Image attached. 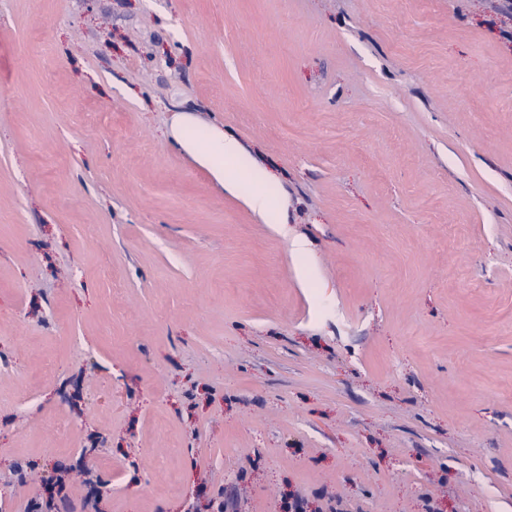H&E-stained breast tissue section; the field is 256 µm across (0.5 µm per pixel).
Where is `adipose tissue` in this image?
<instances>
[{"label":"adipose tissue","mask_w":512,"mask_h":512,"mask_svg":"<svg viewBox=\"0 0 512 512\" xmlns=\"http://www.w3.org/2000/svg\"><path fill=\"white\" fill-rule=\"evenodd\" d=\"M178 144L231 192L239 191L237 179L228 175L229 169L244 172L251 185L247 195L250 207L265 223L283 224L287 221V202L277 185L271 182L241 143L217 130L201 131L184 124L173 132Z\"/></svg>","instance_id":"obj_1"}]
</instances>
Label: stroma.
<instances>
[{
	"instance_id": "1",
	"label": "stroma",
	"mask_w": 512,
	"mask_h": 512,
	"mask_svg": "<svg viewBox=\"0 0 512 512\" xmlns=\"http://www.w3.org/2000/svg\"><path fill=\"white\" fill-rule=\"evenodd\" d=\"M80 455L101 512H512V8L0 0V512ZM178 144L191 154L202 166L223 184L230 192H238V179L228 176L224 164L232 163L238 171L244 172L251 191L247 194L250 207L257 212L267 224H287V202L277 185L271 182L266 172L260 167L241 143L217 130L201 131L189 124H183L173 132ZM207 148L202 149L201 143Z\"/></svg>"
}]
</instances>
